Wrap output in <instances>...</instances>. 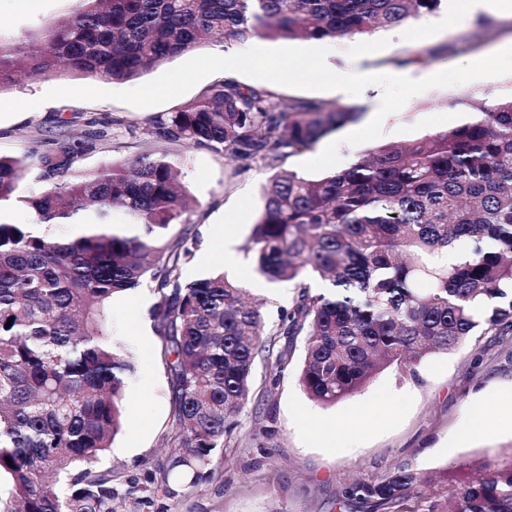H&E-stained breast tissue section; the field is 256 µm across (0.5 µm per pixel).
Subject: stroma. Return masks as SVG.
I'll return each mask as SVG.
<instances>
[{
    "label": "stroma",
    "instance_id": "35a3bbf8",
    "mask_svg": "<svg viewBox=\"0 0 512 512\" xmlns=\"http://www.w3.org/2000/svg\"><path fill=\"white\" fill-rule=\"evenodd\" d=\"M453 5L442 0L411 25L366 38H252L231 47L225 63L206 44L129 82L61 72L20 84L0 92V155L22 156L33 141L58 133L62 115L71 118L73 134L93 118L114 121L111 149L86 154L83 169L145 151L168 154L194 200L190 219L198 244L183 266L184 280L215 270L204 255L220 247L214 228L223 225L240 258L235 279L249 300L262 303L265 332L279 348V314L292 306L296 290L288 283L272 292L257 287L259 275L245 248L263 210L269 168L260 161L240 166L204 146L147 142L142 129L152 117L220 83L228 68L244 85L269 87L285 98L363 109L357 123L286 160L287 168L310 179L344 169L377 146L456 126L465 118L467 100L512 96V59L495 54L512 40V14L496 17L497 31L488 39L478 16L451 17ZM75 6V0H0V38L39 33ZM424 48L439 54L395 66V59ZM291 54L302 61V72L270 74L267 60ZM340 74L361 76L362 89L334 86L332 78ZM379 94L389 109L369 112L370 99ZM158 300L153 284L146 283L112 302V339L137 365L124 394L122 430L97 464L113 476L118 512H339L336 499L344 483L373 482L400 466L425 479L404 502L405 512H427L449 483L473 477L482 461L512 452V336L475 333L454 350L425 357L415 373L394 366L377 372L361 391L330 406L312 400L300 384L304 344L298 339L281 376H274L266 353L257 354L236 427L216 450L207 477L192 487L180 485L168 477L175 409L153 316ZM477 414L486 430L473 437L469 426ZM132 485L139 491L130 496Z\"/></svg>",
    "mask_w": 512,
    "mask_h": 512
}]
</instances>
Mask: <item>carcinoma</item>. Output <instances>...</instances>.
I'll list each match as a JSON object with an SVG mask.
<instances>
[{
	"instance_id": "1",
	"label": "carcinoma",
	"mask_w": 512,
	"mask_h": 512,
	"mask_svg": "<svg viewBox=\"0 0 512 512\" xmlns=\"http://www.w3.org/2000/svg\"><path fill=\"white\" fill-rule=\"evenodd\" d=\"M441 0H79L41 35L0 40V92L66 71L129 81L204 42L368 37L436 11ZM470 119L381 145L321 179L284 169L363 117L322 99L282 98L228 77L142 131L224 149L272 173L246 244L268 281L294 283L276 335H304L300 384L332 405L385 366L449 351L477 330L512 335V97L468 103ZM113 120L80 138L0 156V209L28 175L29 224L0 216V512H113L112 473L96 469L122 427L134 371L109 330L117 295L150 278L175 401L170 471L192 485L235 427L262 344L261 308L224 274L185 282L197 238L176 165L144 152L77 173ZM81 224L74 237L53 232ZM471 249L450 261L460 240ZM10 328H5L6 323ZM448 486L440 512H512V453ZM419 474L399 467L345 486L341 508L399 512Z\"/></svg>"
}]
</instances>
